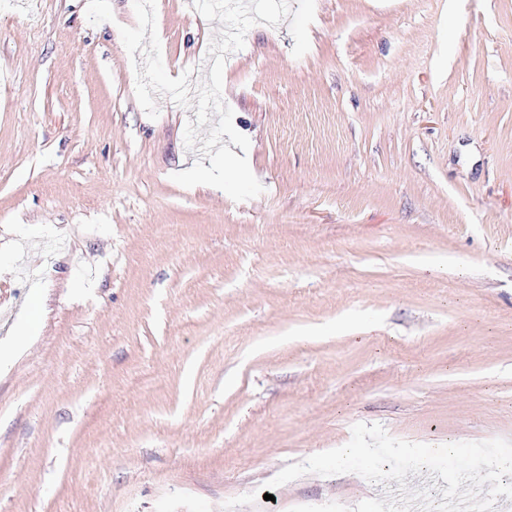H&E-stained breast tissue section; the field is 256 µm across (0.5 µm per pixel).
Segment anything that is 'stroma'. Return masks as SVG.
<instances>
[{"label":"stroma","mask_w":512,"mask_h":512,"mask_svg":"<svg viewBox=\"0 0 512 512\" xmlns=\"http://www.w3.org/2000/svg\"><path fill=\"white\" fill-rule=\"evenodd\" d=\"M357 423L512 440V0H0V512L352 508L262 487Z\"/></svg>","instance_id":"obj_1"}]
</instances>
